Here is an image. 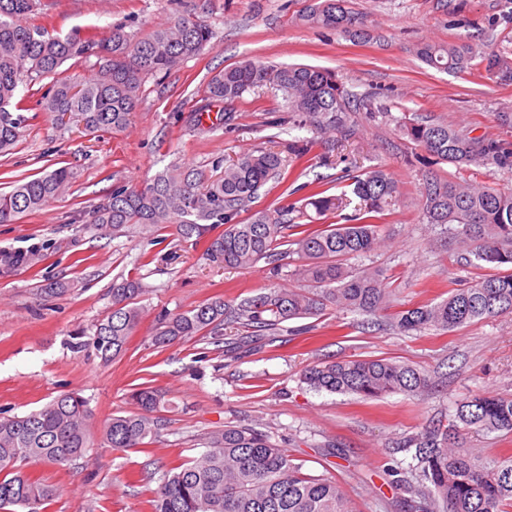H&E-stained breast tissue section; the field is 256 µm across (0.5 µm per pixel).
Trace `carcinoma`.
<instances>
[{"label":"carcinoma","instance_id":"1","mask_svg":"<svg viewBox=\"0 0 512 512\" xmlns=\"http://www.w3.org/2000/svg\"><path fill=\"white\" fill-rule=\"evenodd\" d=\"M38 0H0V156L10 154L28 126L29 111L22 86L43 84L38 111L64 128L77 127L99 137L130 124L145 79L168 74L184 60L213 47V29L203 20L177 16L145 36L119 23L100 39L78 33L55 35L45 27L21 22ZM309 24L341 33L358 32L362 21L346 0H315L304 14ZM427 65L460 73L467 69L471 47L426 43L418 49ZM95 58L93 73L84 77L63 68ZM270 87L286 102V124L298 116L316 134L348 132L353 94L336 74L307 65H275L246 60L216 72L206 85L205 103L190 114L201 123L204 112L224 105V128L234 125L233 103L244 94ZM409 141L429 157L455 165L507 164L512 147L447 122L416 121L401 127ZM287 160L264 148L243 153L215 176L172 164L153 179L117 187L85 215L74 218L104 234L118 235L132 225H175L182 241H205L209 260L226 268H248L265 260L275 264L285 254L301 260L300 280L311 289L273 288L236 302L221 298L164 319L152 344L165 348L193 336L223 341L224 330L261 332L269 336L282 323L320 316L328 311H358L378 316L389 309L390 288L381 270L354 272L344 266L350 257L375 250L385 239L380 215L401 202L398 182L377 167L353 179V198L328 193L319 179L294 191H307L303 207L324 216L344 211L357 199L347 224H299L288 206L257 207L270 183L286 180ZM73 172L66 166L15 181L0 193V223L42 210L70 191ZM418 205L429 224L448 225V238L460 243L455 264L478 271L448 296L386 315L404 334L435 329L450 332L475 320L512 314V190L473 187L437 176L425 179ZM249 214L243 220V214ZM224 227L215 237L213 229ZM45 246L0 250L5 274L42 262ZM490 273H484V270ZM140 281L112 282V312L94 325L93 335L79 342L108 361L120 356L141 318L136 298ZM301 378L317 391L357 394L365 399L394 393H421L435 387L413 366L390 358L325 360L307 366ZM137 411L114 415L98 429L110 448H139L157 435L153 417L163 396L151 387L131 395ZM92 412L75 392L54 397L42 408L21 416L0 418V509L41 512L57 490L25 470L29 464L68 465L94 447ZM478 431L512 432V398L474 393L456 404L444 424L427 427L409 439L427 485L413 491L414 512H512V456L486 466L478 453L463 452L468 435ZM206 450L171 469L155 492L153 512H353L333 476L303 471L284 448L253 427L226 426L206 438Z\"/></svg>","mask_w":512,"mask_h":512}]
</instances>
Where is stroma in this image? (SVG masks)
Listing matches in <instances>:
<instances>
[{
  "label": "stroma",
  "instance_id": "obj_1",
  "mask_svg": "<svg viewBox=\"0 0 512 512\" xmlns=\"http://www.w3.org/2000/svg\"><path fill=\"white\" fill-rule=\"evenodd\" d=\"M309 0H40L24 24L60 34L77 30L104 36L126 24L141 35L174 14L200 17L215 32L214 46L183 61L170 74L146 80L140 106L123 131L95 137L60 129L36 113L11 154L0 156V191L13 181L65 165L75 174L72 191L39 213L0 224V249L48 244L45 259L0 277V416L27 413L59 394L83 396L94 423L132 412L129 394L145 385L162 390L158 435L140 448L89 449L67 466L33 465L34 477L60 489L46 512H152L160 478L197 456L207 434L227 425L253 426L304 461L308 473L335 477L355 512H409L411 490L424 478L406 442L432 421L450 419L471 391L512 395V314L447 333H400L354 311L323 316L301 330L285 322L276 341L254 351L226 355L209 337L195 336L158 349L151 337L160 318L221 297L240 299L272 286L296 288V263L279 272L267 262L229 269L210 262L205 243L179 241L174 225L139 227L100 237L90 224H73L118 186H134L178 163L214 173L217 161L277 142L312 138L306 128L279 125L281 94L244 95L235 102L236 125L216 119L190 124L187 116L204 96L212 73L250 58L335 71L360 100L378 111L353 107L351 135L332 134L316 144L307 162L290 161L292 174L324 178L332 193L377 166L398 181L402 202L382 218L388 238L375 251L350 258L353 269L389 275L391 310L442 300L454 281L466 278L444 229L426 223L417 205L426 177L512 189V166L456 168L418 159L400 124L444 120L512 146V125L497 115L512 112V0H348L363 21L357 38L305 23ZM467 42L468 68L457 75L417 57L425 43ZM138 278L140 323L126 351L104 363L78 352L77 335L112 310V281ZM69 282L61 296L45 299L43 284ZM389 357L409 363L437 384L417 395L377 400L315 391L300 378L322 360Z\"/></svg>",
  "mask_w": 512,
  "mask_h": 512
}]
</instances>
